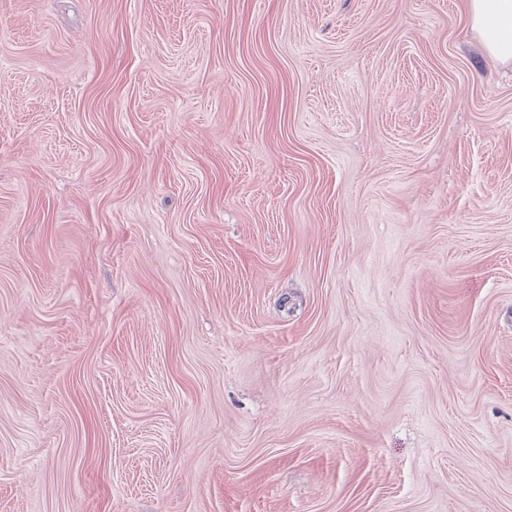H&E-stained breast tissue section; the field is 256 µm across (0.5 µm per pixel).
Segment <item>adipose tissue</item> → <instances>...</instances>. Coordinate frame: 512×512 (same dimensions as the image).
I'll use <instances>...</instances> for the list:
<instances>
[{
  "label": "adipose tissue",
  "instance_id": "obj_1",
  "mask_svg": "<svg viewBox=\"0 0 512 512\" xmlns=\"http://www.w3.org/2000/svg\"><path fill=\"white\" fill-rule=\"evenodd\" d=\"M469 9L488 52L500 61L512 60V0H469Z\"/></svg>",
  "mask_w": 512,
  "mask_h": 512
}]
</instances>
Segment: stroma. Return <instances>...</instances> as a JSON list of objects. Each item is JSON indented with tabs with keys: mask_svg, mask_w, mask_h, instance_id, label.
<instances>
[{
	"mask_svg": "<svg viewBox=\"0 0 512 512\" xmlns=\"http://www.w3.org/2000/svg\"><path fill=\"white\" fill-rule=\"evenodd\" d=\"M0 512H512L467 0H0Z\"/></svg>",
	"mask_w": 512,
	"mask_h": 512,
	"instance_id": "obj_1",
	"label": "stroma"
}]
</instances>
